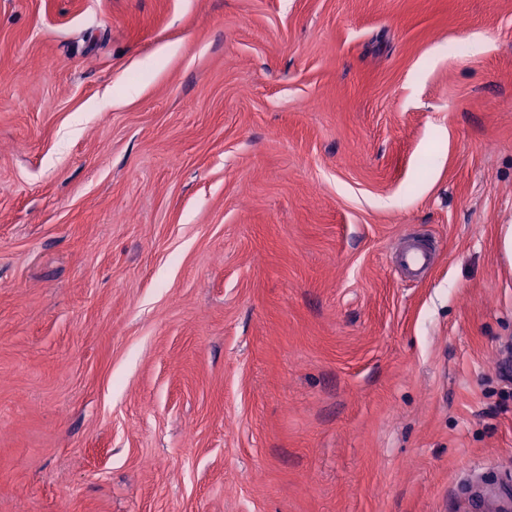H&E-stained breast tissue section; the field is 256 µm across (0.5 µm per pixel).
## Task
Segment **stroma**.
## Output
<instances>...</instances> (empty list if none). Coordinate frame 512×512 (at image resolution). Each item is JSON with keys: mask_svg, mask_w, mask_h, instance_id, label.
Wrapping results in <instances>:
<instances>
[{"mask_svg": "<svg viewBox=\"0 0 512 512\" xmlns=\"http://www.w3.org/2000/svg\"><path fill=\"white\" fill-rule=\"evenodd\" d=\"M511 229L512 0H0V512H512ZM435 259V249L429 243H410L399 251V263L402 270L410 278L419 276L429 269Z\"/></svg>", "mask_w": 512, "mask_h": 512, "instance_id": "1", "label": "stroma"}]
</instances>
